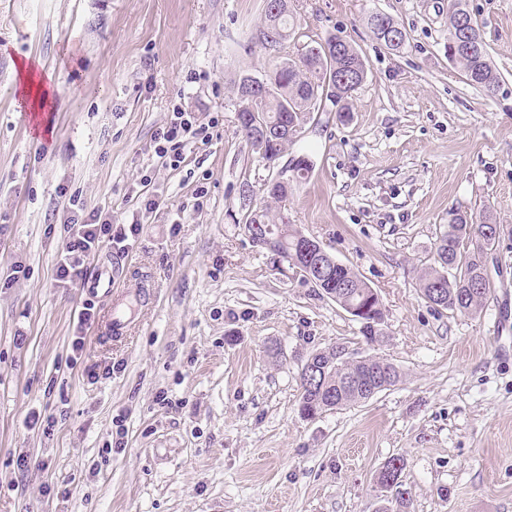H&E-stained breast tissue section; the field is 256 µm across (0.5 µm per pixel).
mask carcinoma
I'll return each mask as SVG.
<instances>
[{
	"instance_id": "obj_1",
	"label": "carcinoma",
	"mask_w": 512,
	"mask_h": 512,
	"mask_svg": "<svg viewBox=\"0 0 512 512\" xmlns=\"http://www.w3.org/2000/svg\"><path fill=\"white\" fill-rule=\"evenodd\" d=\"M273 2L266 0L265 26L261 30L264 48L276 49L290 36V18L287 12L272 13ZM468 14L464 0H448V41L459 40L462 45L449 55L461 66L467 79L492 94L498 87V76L488 58L477 24L462 30L458 18ZM366 78V66L355 48L343 37L335 35L308 48L298 59L286 58L266 75L270 86L267 99L253 105L242 101V106L253 107L260 122L274 129L290 127L265 142L253 138L245 128L240 132L252 150L266 160H276L292 143L293 132L306 115L324 102L337 107L339 118L349 116L348 100ZM245 223H259L274 239V248L292 268L304 274L307 266L302 253L298 230L290 224H278L267 215L250 214ZM501 234V225L493 224L484 216H467L448 211V223L436 246L435 265L422 269L419 276L420 292L429 304L464 314L477 312L490 292L486 259ZM361 277L350 267L340 264L332 269L325 281L312 284L323 295L333 299L342 308L369 306L361 321L362 335L373 343L383 335L384 311L381 301L369 302L363 288H343L341 284ZM325 368L323 390L311 392L306 385V372L300 373L302 394L300 411L303 415H319L328 410L351 406L371 398L376 393L397 385L401 380L399 369L385 358L366 356L358 361H345L338 356V348L312 354ZM399 467L389 475L380 472L376 483L384 492L383 505L377 512H408L410 498L404 488Z\"/></svg>"
}]
</instances>
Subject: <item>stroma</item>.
Segmentation results:
<instances>
[{
    "label": "stroma",
    "instance_id": "obj_1",
    "mask_svg": "<svg viewBox=\"0 0 512 512\" xmlns=\"http://www.w3.org/2000/svg\"><path fill=\"white\" fill-rule=\"evenodd\" d=\"M467 4L492 95L448 58V0H288L276 52L259 41L265 0H0V512H375L393 457L409 512H512V0ZM376 12L404 29L400 51L374 37ZM334 34L366 65L349 118L311 112L261 161L237 131L235 81ZM30 57L55 86L39 135L13 93ZM177 104L208 136L173 167L154 134ZM301 156L308 177L271 203L264 183ZM72 195L143 225L87 263L111 262L110 296L55 279ZM262 209L375 290L378 342L252 243L243 221ZM452 209L503 227L473 315L419 290ZM117 302L127 330L100 341ZM341 346L393 362L400 382L301 416L303 364ZM34 412L52 428L28 427Z\"/></svg>",
    "mask_w": 512,
    "mask_h": 512
}]
</instances>
